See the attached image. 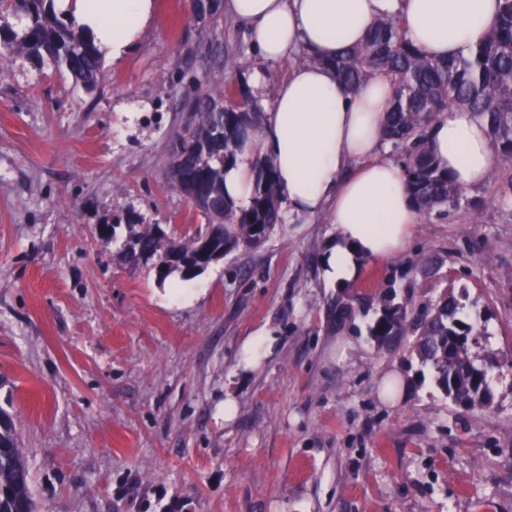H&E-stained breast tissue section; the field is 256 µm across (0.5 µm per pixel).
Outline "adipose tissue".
I'll return each instance as SVG.
<instances>
[{"instance_id":"adipose-tissue-1","label":"adipose tissue","mask_w":512,"mask_h":512,"mask_svg":"<svg viewBox=\"0 0 512 512\" xmlns=\"http://www.w3.org/2000/svg\"><path fill=\"white\" fill-rule=\"evenodd\" d=\"M54 7L115 58L153 16V0H55ZM226 7L246 24L264 60L280 62L302 48L315 61L291 65L236 164L226 169L225 196L248 206L254 159L268 157L288 215L324 216L335 227L322 260L326 284L352 281L362 260L391 258L406 247L418 214L402 170L382 155L388 82L376 77L350 91L329 60L392 9L401 11L408 36L425 53L457 56L483 38L498 0H227ZM429 148L463 188L483 182L493 164L492 141L468 112L453 110L435 122Z\"/></svg>"}]
</instances>
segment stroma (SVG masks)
Wrapping results in <instances>:
<instances>
[{
  "label": "stroma",
  "instance_id": "stroma-1",
  "mask_svg": "<svg viewBox=\"0 0 512 512\" xmlns=\"http://www.w3.org/2000/svg\"><path fill=\"white\" fill-rule=\"evenodd\" d=\"M155 0L150 25L86 92L49 61L0 65V413L43 512H512V210L484 202L414 224L405 250L325 287L335 234L283 219L190 280L129 271L95 236L126 210L188 237L205 220L169 185L185 104L245 80L268 108L288 63L260 62L228 12ZM487 332L470 342L491 403L436 385L412 337L379 347L388 290L432 303L441 279ZM368 297L334 322L337 302ZM272 340L239 366L257 330ZM237 412L224 418V401Z\"/></svg>",
  "mask_w": 512,
  "mask_h": 512
}]
</instances>
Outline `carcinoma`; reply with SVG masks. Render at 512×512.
<instances>
[{"label":"carcinoma","instance_id":"carcinoma-1","mask_svg":"<svg viewBox=\"0 0 512 512\" xmlns=\"http://www.w3.org/2000/svg\"><path fill=\"white\" fill-rule=\"evenodd\" d=\"M52 0H0V13L27 19L23 34L0 27V59L24 52L37 60L49 59L55 70L88 91L103 76L102 53L73 23L51 8ZM337 79L349 90L378 76L392 88L386 115L385 142L390 144L419 215L428 219L461 204L478 210L483 201L464 199L459 187L440 168L428 149L429 129L441 115L462 109L487 126L494 146L496 193L501 205L512 207V0L484 38L466 53L450 59L425 54L406 35L400 16L385 13L366 39L329 61ZM185 132L171 144L170 157L186 152L187 165L171 163L170 186L191 196L199 183L203 199V231L176 239L159 224L126 220L120 252L128 269L153 264L164 281L179 273L190 278L236 248L263 243L281 221V202L273 166L256 158L251 203L237 206L224 196V168L236 162L238 152L262 117L247 99L243 86L226 84L188 104ZM390 290L371 335L382 346L402 336L414 337L413 351L435 370L438 386L454 402L473 406L487 401L488 366H478L468 354V341L457 336L477 335L478 322L460 316L455 286H444L428 307L415 310L406 297L396 301ZM0 512H39L30 488L29 462L12 427L0 420Z\"/></svg>","mask_w":512,"mask_h":512}]
</instances>
